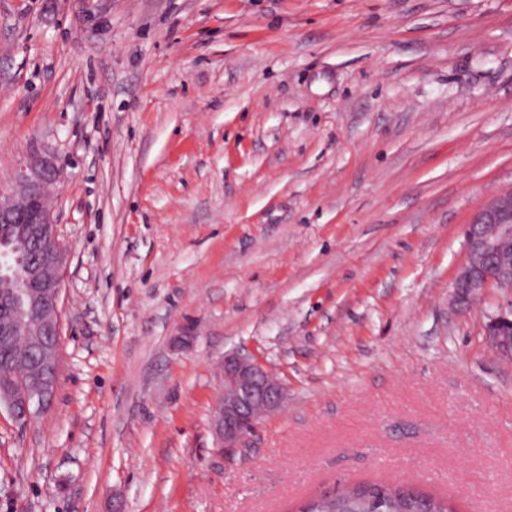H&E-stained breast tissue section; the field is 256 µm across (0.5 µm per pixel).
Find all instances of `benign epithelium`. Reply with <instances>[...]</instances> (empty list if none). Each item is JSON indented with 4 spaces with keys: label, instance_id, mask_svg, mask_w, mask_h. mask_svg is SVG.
I'll return each mask as SVG.
<instances>
[{
    "label": "benign epithelium",
    "instance_id": "benign-epithelium-1",
    "mask_svg": "<svg viewBox=\"0 0 512 512\" xmlns=\"http://www.w3.org/2000/svg\"><path fill=\"white\" fill-rule=\"evenodd\" d=\"M60 178L54 154L32 152L18 165L12 184L0 186V224H27L35 251L26 267L30 289L12 288L0 293V307L7 306L9 319L0 322L1 336L29 335L30 321L38 316L36 364L51 372L59 365L61 329L60 298L68 250L51 221L47 199ZM467 260L451 285L450 303L458 311L468 310L470 301L491 288H512V190L496 195L470 217L465 227ZM19 258L0 251V279L10 280ZM485 338L493 352L512 359V312L488 318ZM54 384L42 376L24 382L13 372L0 369V408L21 423L47 408ZM286 386L250 353L224 354V396L214 407L211 428L219 450L240 448L260 418L283 406Z\"/></svg>",
    "mask_w": 512,
    "mask_h": 512
}]
</instances>
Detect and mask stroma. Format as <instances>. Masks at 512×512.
<instances>
[{
  "label": "stroma",
  "instance_id": "obj_1",
  "mask_svg": "<svg viewBox=\"0 0 512 512\" xmlns=\"http://www.w3.org/2000/svg\"><path fill=\"white\" fill-rule=\"evenodd\" d=\"M44 149L61 357L49 410L0 416V512H295L373 479L512 512L484 337L512 291L448 306L512 188V0H0V182ZM236 350L288 398L225 454Z\"/></svg>",
  "mask_w": 512,
  "mask_h": 512
}]
</instances>
